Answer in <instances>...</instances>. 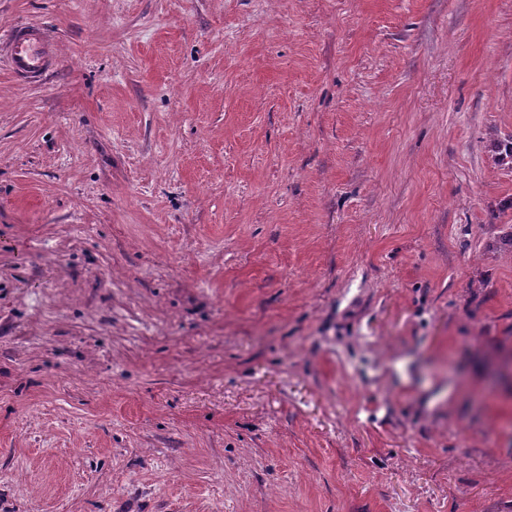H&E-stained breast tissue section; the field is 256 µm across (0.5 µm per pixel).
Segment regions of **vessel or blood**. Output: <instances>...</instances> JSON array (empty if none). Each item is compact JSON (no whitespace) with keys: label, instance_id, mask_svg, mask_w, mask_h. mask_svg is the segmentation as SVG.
I'll return each mask as SVG.
<instances>
[{"label":"vessel or blood","instance_id":"vessel-or-blood-1","mask_svg":"<svg viewBox=\"0 0 512 512\" xmlns=\"http://www.w3.org/2000/svg\"><path fill=\"white\" fill-rule=\"evenodd\" d=\"M5 50L14 78L22 83L38 82L45 72L58 64L55 40L35 26L15 27Z\"/></svg>","mask_w":512,"mask_h":512}]
</instances>
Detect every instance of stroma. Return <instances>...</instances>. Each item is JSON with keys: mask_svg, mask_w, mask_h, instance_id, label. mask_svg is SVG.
I'll list each match as a JSON object with an SVG mask.
<instances>
[{"mask_svg": "<svg viewBox=\"0 0 512 512\" xmlns=\"http://www.w3.org/2000/svg\"><path fill=\"white\" fill-rule=\"evenodd\" d=\"M0 512H512V0H0ZM5 50L13 77L22 83L38 82L41 76L58 64L57 44L38 27L20 25L11 33Z\"/></svg>", "mask_w": 512, "mask_h": 512, "instance_id": "stroma-1", "label": "stroma"}]
</instances>
